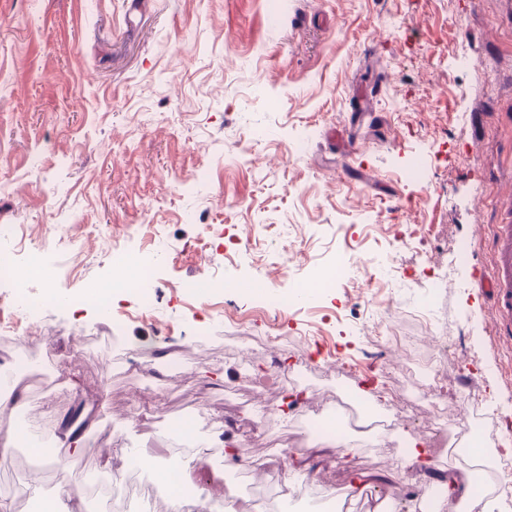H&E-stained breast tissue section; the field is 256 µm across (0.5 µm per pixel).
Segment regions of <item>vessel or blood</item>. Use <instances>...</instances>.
<instances>
[{"instance_id":"1","label":"vessel or blood","mask_w":512,"mask_h":512,"mask_svg":"<svg viewBox=\"0 0 512 512\" xmlns=\"http://www.w3.org/2000/svg\"><path fill=\"white\" fill-rule=\"evenodd\" d=\"M491 271H478L475 281L481 298L494 311L490 333L495 343L512 344V224L497 225L492 240Z\"/></svg>"}]
</instances>
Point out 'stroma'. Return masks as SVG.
Returning <instances> with one entry per match:
<instances>
[{
    "label": "stroma",
    "instance_id": "obj_1",
    "mask_svg": "<svg viewBox=\"0 0 512 512\" xmlns=\"http://www.w3.org/2000/svg\"><path fill=\"white\" fill-rule=\"evenodd\" d=\"M461 53L470 72L454 70ZM508 219L512 0H0V226L43 249L31 300L50 288L63 299L21 325L39 339L32 361L0 346V374L25 397L31 441L57 447V420L76 409L86 424L84 450L58 471L18 447L0 494L35 478L14 505L31 512L125 456L165 462L183 439L210 450L193 485L236 496L290 480L274 512H354L345 492L358 484L377 512H456L436 478L455 460L432 447L429 409L409 406L413 378L373 360L359 325L370 306L428 301L453 338L448 436L469 390L488 421L512 418V353L489 340L473 280ZM160 242L152 316L65 306L111 280L113 249ZM317 263L343 267L334 288L280 312L252 301L253 284L286 293ZM221 275L232 284L202 316L182 288ZM308 334L317 346L295 345ZM141 346L128 370L126 350ZM338 357L373 371L338 375ZM273 365L283 393L252 395L245 372ZM391 386L401 426L336 448L323 398L379 408ZM296 389L300 402L252 449L286 456L284 472L227 466L226 417L260 424ZM413 447L423 466L409 464Z\"/></svg>",
    "mask_w": 512,
    "mask_h": 512
}]
</instances>
